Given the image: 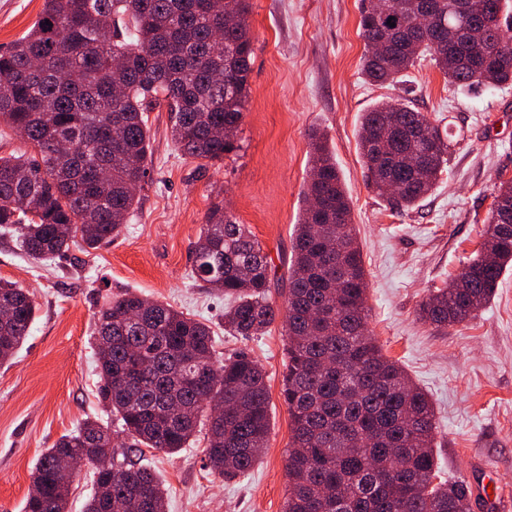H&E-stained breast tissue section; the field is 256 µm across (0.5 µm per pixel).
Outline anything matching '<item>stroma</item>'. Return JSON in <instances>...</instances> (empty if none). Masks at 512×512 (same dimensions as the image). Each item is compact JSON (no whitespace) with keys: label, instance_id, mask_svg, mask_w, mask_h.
Wrapping results in <instances>:
<instances>
[{"label":"stroma","instance_id":"obj_1","mask_svg":"<svg viewBox=\"0 0 512 512\" xmlns=\"http://www.w3.org/2000/svg\"><path fill=\"white\" fill-rule=\"evenodd\" d=\"M43 0H0V51L35 22ZM361 0H250L254 53L239 148L215 165L185 157L166 108L148 113L149 170L121 233L52 262H33L0 238V281L26 288L37 312L30 335L0 367V512H24L31 471L44 449L88 417H105L94 354L95 314L108 296L134 291L209 324L220 355L244 351L265 372L270 433L261 460L233 479L205 466L204 439L139 457L164 483L166 512H283L291 420L281 387L288 357L284 321L248 340L226 335L224 298L193 275V247L212 204L248 225L269 253L271 298L282 281L309 178V136L325 134L352 206L367 274L368 327L431 399L444 477L468 479L472 461L512 493V270L478 316L436 329L417 311L458 275L482 240L500 182L512 181V83L487 93L449 85L430 58L394 83L368 82ZM399 98L451 141L448 165L407 213L369 187L358 145L362 114Z\"/></svg>","mask_w":512,"mask_h":512}]
</instances>
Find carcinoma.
Listing matches in <instances>:
<instances>
[{
	"label": "carcinoma",
	"instance_id": "1",
	"mask_svg": "<svg viewBox=\"0 0 512 512\" xmlns=\"http://www.w3.org/2000/svg\"><path fill=\"white\" fill-rule=\"evenodd\" d=\"M456 0H363L366 78L390 82L430 56L448 83L491 90L512 81V0H469L482 25L476 69L448 53ZM249 0H44L38 20L0 53V119L32 153L0 157V231L34 261L119 235L148 170L145 113L169 112L183 155L216 163L238 149L253 54ZM395 26L388 25V22ZM359 145L369 185L398 211L431 191L448 139L399 99L364 113ZM307 207L296 225L285 314L282 396L291 420L284 512H472L462 479L437 484L436 418L427 393L386 357L367 327V279L349 198L323 136L311 135ZM485 242L448 286L422 301L437 329L471 320L512 265V181L498 187ZM194 273L224 295V331L260 336L273 324L271 259L249 228L212 205ZM36 305L0 281V366L26 342ZM100 397L112 418L87 419L46 449L25 512H67L72 478L89 470L84 512H166L157 476L129 451L174 454L205 432L207 466L222 477L254 467L266 446L269 392L243 351L216 356L211 328L167 303L125 291L95 321ZM126 449L121 464L95 460Z\"/></svg>",
	"mask_w": 512,
	"mask_h": 512
}]
</instances>
